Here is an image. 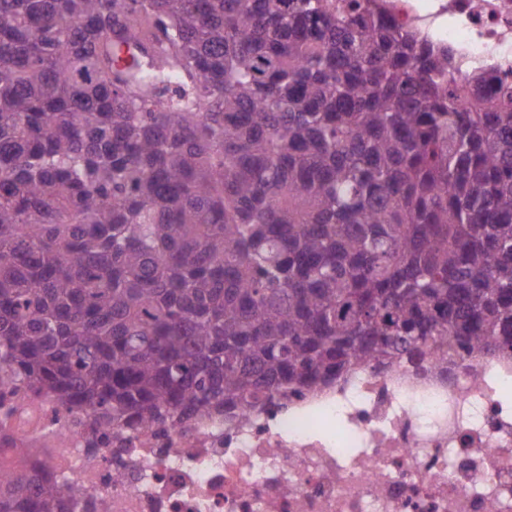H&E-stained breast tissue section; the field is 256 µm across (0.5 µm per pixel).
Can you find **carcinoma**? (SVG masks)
Here are the masks:
<instances>
[{
	"instance_id": "1",
	"label": "carcinoma",
	"mask_w": 512,
	"mask_h": 512,
	"mask_svg": "<svg viewBox=\"0 0 512 512\" xmlns=\"http://www.w3.org/2000/svg\"><path fill=\"white\" fill-rule=\"evenodd\" d=\"M453 70L364 0H0V377L146 429L512 353V85Z\"/></svg>"
}]
</instances>
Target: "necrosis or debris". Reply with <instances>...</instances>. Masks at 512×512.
<instances>
[{
	"label": "necrosis or debris",
	"mask_w": 512,
	"mask_h": 512,
	"mask_svg": "<svg viewBox=\"0 0 512 512\" xmlns=\"http://www.w3.org/2000/svg\"><path fill=\"white\" fill-rule=\"evenodd\" d=\"M383 3L453 52L457 79L512 80V0ZM9 389L0 462L74 487L67 512H512V356L362 364L284 404L146 431Z\"/></svg>",
	"instance_id": "1"
}]
</instances>
